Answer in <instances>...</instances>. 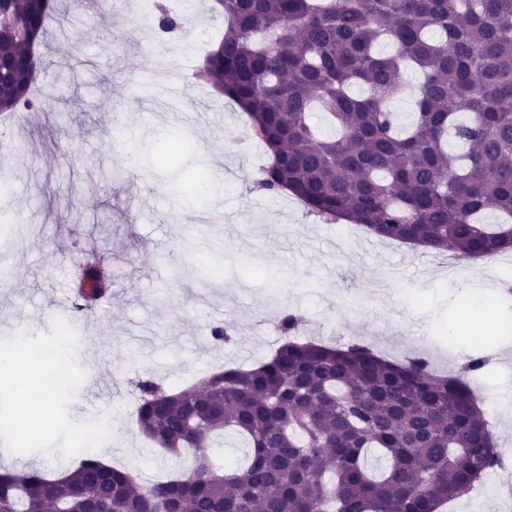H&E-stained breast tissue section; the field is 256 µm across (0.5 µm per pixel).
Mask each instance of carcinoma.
<instances>
[{
  "instance_id": "1",
  "label": "carcinoma",
  "mask_w": 512,
  "mask_h": 512,
  "mask_svg": "<svg viewBox=\"0 0 512 512\" xmlns=\"http://www.w3.org/2000/svg\"><path fill=\"white\" fill-rule=\"evenodd\" d=\"M224 36L201 70L245 112L270 155L257 187L286 189L327 223L482 259L512 249V0H213ZM57 0H0V112H35L34 48ZM422 77L410 124L387 110ZM322 111L333 133L311 122ZM111 280L75 286L92 309ZM287 339L251 366L167 393L138 384L140 433L194 468L147 482L81 454L54 477L0 472V512H438L499 460L470 373L394 363L359 341ZM246 442L229 469L205 453Z\"/></svg>"
}]
</instances>
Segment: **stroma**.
I'll return each instance as SVG.
<instances>
[{
  "mask_svg": "<svg viewBox=\"0 0 512 512\" xmlns=\"http://www.w3.org/2000/svg\"><path fill=\"white\" fill-rule=\"evenodd\" d=\"M178 4L181 28L162 35L140 0H112L105 15L68 0L61 29L37 48L41 111L0 115V211L10 218L0 224V346L65 349L38 443L18 450L17 427L0 436L14 459L67 470L79 453L72 434L100 426L112 433L111 465L144 480L191 469L190 452L162 453L141 435L138 382L178 388L253 364L281 343L292 313L300 339L360 340L391 360L423 352L441 373L491 356L477 391L508 404L489 421L512 463V295L500 290L512 286V264L341 235L291 195L259 191L245 113L196 78L199 24L214 39L224 26L210 0ZM160 57L180 75L182 106L155 75ZM176 140L182 152L161 161ZM133 173L154 197L145 217L127 189ZM94 260L112 287L94 308L100 344L90 354L71 302ZM220 323L229 342L211 337ZM498 482L486 472L447 512H512Z\"/></svg>",
  "mask_w": 512,
  "mask_h": 512,
  "instance_id": "stroma-1",
  "label": "stroma"
}]
</instances>
